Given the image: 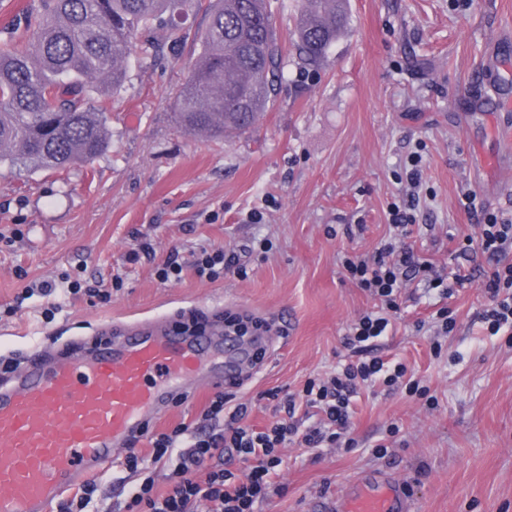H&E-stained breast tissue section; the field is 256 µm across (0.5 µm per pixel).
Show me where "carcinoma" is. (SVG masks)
I'll list each match as a JSON object with an SVG mask.
<instances>
[{
  "mask_svg": "<svg viewBox=\"0 0 512 512\" xmlns=\"http://www.w3.org/2000/svg\"><path fill=\"white\" fill-rule=\"evenodd\" d=\"M197 0H44L26 40L0 42V166L64 170L109 145L112 94L142 27H170L172 51ZM210 24L180 89L176 124L222 140L248 130L273 103L288 58L267 0H209ZM345 0H300L293 47L316 71L347 24Z\"/></svg>",
  "mask_w": 512,
  "mask_h": 512,
  "instance_id": "1",
  "label": "carcinoma"
}]
</instances>
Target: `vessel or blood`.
Returning <instances> with one entry per match:
<instances>
[{
	"label": "vessel or blood",
	"instance_id": "1",
	"mask_svg": "<svg viewBox=\"0 0 512 512\" xmlns=\"http://www.w3.org/2000/svg\"><path fill=\"white\" fill-rule=\"evenodd\" d=\"M252 347L217 331L187 335L162 318L33 354L0 383V512H46L173 397L233 381ZM335 512L409 507L399 489L385 487L339 498Z\"/></svg>",
	"mask_w": 512,
	"mask_h": 512
}]
</instances>
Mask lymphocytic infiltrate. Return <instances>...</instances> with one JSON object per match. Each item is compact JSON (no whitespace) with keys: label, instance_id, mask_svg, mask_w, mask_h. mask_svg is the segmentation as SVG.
<instances>
[{"label":"lymphocytic infiltrate","instance_id":"lymphocytic-infiltrate-1","mask_svg":"<svg viewBox=\"0 0 512 512\" xmlns=\"http://www.w3.org/2000/svg\"><path fill=\"white\" fill-rule=\"evenodd\" d=\"M465 200L467 213L478 221L473 234L458 240L456 252L480 253L488 260L482 271L488 302L478 318L495 336L512 330V218L483 208L475 194H466ZM389 216L393 240L373 253L352 250L341 258L346 277L378 301L376 309L360 314L348 328L344 344L351 360L328 376L307 379L297 393L268 391L269 399H282L285 415L266 426L246 424L247 404L236 402L228 390L214 394L195 425L183 423L168 432L144 429L146 449L129 447L114 462L142 477L129 491L124 512H258L259 505L280 491L273 477L283 463V448L295 440L308 448L339 441L351 429L352 404L363 387L402 386L409 396H427V387L408 378L404 364L373 355V343L392 330L408 281L423 280L445 298L467 276L459 270L439 274L407 242L413 232L411 215L395 205ZM189 266L199 280L211 283L228 274H247L240 255L221 248H200ZM300 406L314 409L315 423L304 427L296 421ZM161 476L169 481L163 493L156 489Z\"/></svg>","mask_w":512,"mask_h":512}]
</instances>
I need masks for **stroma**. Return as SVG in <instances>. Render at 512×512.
<instances>
[{
  "instance_id": "35a3bbf8",
  "label": "stroma",
  "mask_w": 512,
  "mask_h": 512,
  "mask_svg": "<svg viewBox=\"0 0 512 512\" xmlns=\"http://www.w3.org/2000/svg\"><path fill=\"white\" fill-rule=\"evenodd\" d=\"M348 16L317 71L289 63L255 126L222 141L178 128L170 106L197 55L194 37L208 27L206 9L191 12L193 37L179 55L164 29L151 28L158 49L131 56L102 155L62 173L1 167L0 357L181 310H248L287 333L237 399L248 424L279 419L264 392H295L333 371L348 355V325L373 307L341 257L387 235L414 152L423 158L415 219L436 227L412 235L416 249L448 269L486 266L482 255L459 260L454 238L471 231L466 191L512 214V153L500 148L512 138V112L493 107L512 99V0H349ZM255 211L261 223L251 222ZM350 224L364 225L359 241ZM264 238L272 249L248 256L246 278L203 282L189 266L199 246L240 252ZM146 239L153 258H133ZM173 255L182 278L160 283L154 269ZM117 273L124 285L110 302L68 298L50 321L47 298L23 295L65 274L108 287ZM435 298L412 284L394 332L378 342L429 387L434 408L379 384L363 389L353 446L288 447L274 478L282 491L260 512H328L376 476L401 484L409 512H512V335H488L477 322L486 295L475 279L445 299L457 329L434 357L425 322ZM381 442L387 452H377Z\"/></svg>"
}]
</instances>
